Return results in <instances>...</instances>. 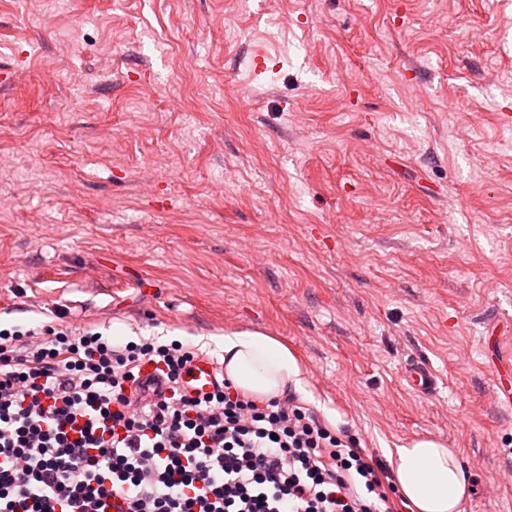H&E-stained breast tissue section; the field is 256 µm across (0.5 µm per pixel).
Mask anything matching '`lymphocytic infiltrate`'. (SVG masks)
<instances>
[{
    "mask_svg": "<svg viewBox=\"0 0 512 512\" xmlns=\"http://www.w3.org/2000/svg\"><path fill=\"white\" fill-rule=\"evenodd\" d=\"M0 327V512H393L379 461L292 399L187 396L179 341ZM162 375L158 389L144 365Z\"/></svg>",
    "mask_w": 512,
    "mask_h": 512,
    "instance_id": "f902f5d3",
    "label": "lymphocytic infiltrate"
}]
</instances>
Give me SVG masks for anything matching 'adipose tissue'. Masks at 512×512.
<instances>
[{
    "label": "adipose tissue",
    "mask_w": 512,
    "mask_h": 512,
    "mask_svg": "<svg viewBox=\"0 0 512 512\" xmlns=\"http://www.w3.org/2000/svg\"><path fill=\"white\" fill-rule=\"evenodd\" d=\"M224 371L239 391L256 399L277 396L300 382L298 361L288 348L250 329L225 332ZM388 461L409 512H459L469 482L454 449L421 438L390 450Z\"/></svg>",
    "instance_id": "adipose-tissue-1"
}]
</instances>
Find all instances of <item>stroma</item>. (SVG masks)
I'll return each instance as SVG.
<instances>
[{
	"label": "stroma",
	"instance_id": "35a3bbf8",
	"mask_svg": "<svg viewBox=\"0 0 512 512\" xmlns=\"http://www.w3.org/2000/svg\"><path fill=\"white\" fill-rule=\"evenodd\" d=\"M504 112L512 0H0V325L263 331L340 439L442 441L512 512ZM405 374L409 385L423 397L437 391L438 376L427 362L413 359L406 365Z\"/></svg>",
	"mask_w": 512,
	"mask_h": 512
}]
</instances>
